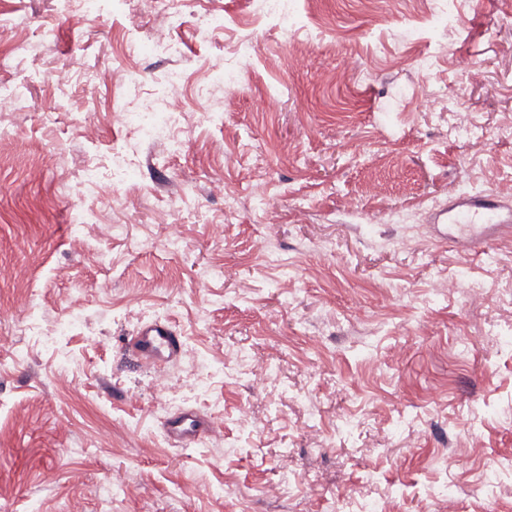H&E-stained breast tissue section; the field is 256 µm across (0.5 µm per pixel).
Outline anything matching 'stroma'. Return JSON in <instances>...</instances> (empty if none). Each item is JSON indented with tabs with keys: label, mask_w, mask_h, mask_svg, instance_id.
Instances as JSON below:
<instances>
[{
	"label": "stroma",
	"mask_w": 512,
	"mask_h": 512,
	"mask_svg": "<svg viewBox=\"0 0 512 512\" xmlns=\"http://www.w3.org/2000/svg\"><path fill=\"white\" fill-rule=\"evenodd\" d=\"M268 2L183 0L177 53L138 56L149 0L79 27L0 0L23 94L0 121V512H512V235L467 256L428 223L453 195L512 201V0H276L279 29ZM25 31L41 59L13 54ZM74 52L95 78L59 84ZM174 68L179 141L137 139L113 75L138 111ZM219 69L234 91L197 97ZM116 150L133 177L106 174ZM155 319L184 340L173 393L125 346ZM180 408L213 424L187 447L162 429Z\"/></svg>",
	"instance_id": "1"
}]
</instances>
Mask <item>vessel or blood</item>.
<instances>
[{"label": "vessel or blood", "mask_w": 512, "mask_h": 512, "mask_svg": "<svg viewBox=\"0 0 512 512\" xmlns=\"http://www.w3.org/2000/svg\"><path fill=\"white\" fill-rule=\"evenodd\" d=\"M432 235L467 254L486 252L498 236L512 232V202L493 193L449 198L446 206L430 215ZM127 347L149 367L176 360L183 348L182 336L168 323L153 320L143 324ZM167 437L178 445L196 441L208 432L204 419L180 409L163 421Z\"/></svg>", "instance_id": "1"}]
</instances>
